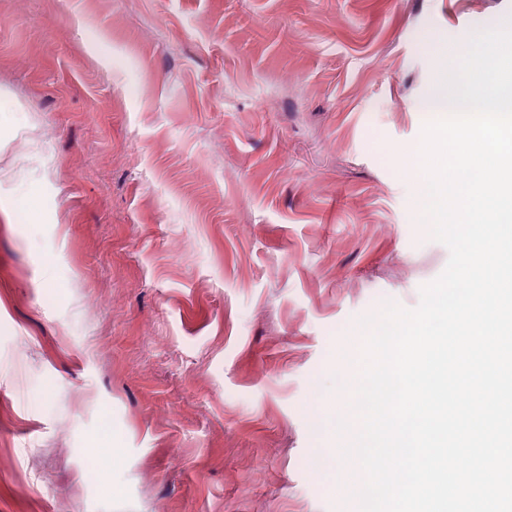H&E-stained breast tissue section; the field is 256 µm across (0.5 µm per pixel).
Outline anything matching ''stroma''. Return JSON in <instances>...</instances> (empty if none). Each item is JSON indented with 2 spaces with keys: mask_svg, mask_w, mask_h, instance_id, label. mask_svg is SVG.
<instances>
[{
  "mask_svg": "<svg viewBox=\"0 0 512 512\" xmlns=\"http://www.w3.org/2000/svg\"><path fill=\"white\" fill-rule=\"evenodd\" d=\"M0 16V512H358L316 413L345 439L352 332L447 265L397 151L512 0Z\"/></svg>",
  "mask_w": 512,
  "mask_h": 512,
  "instance_id": "stroma-1",
  "label": "stroma"
}]
</instances>
